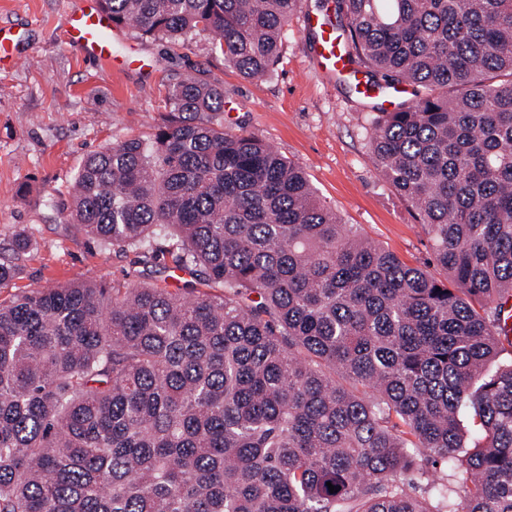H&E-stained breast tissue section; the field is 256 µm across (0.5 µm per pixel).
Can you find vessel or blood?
<instances>
[{"label":"vessel or blood","mask_w":512,"mask_h":512,"mask_svg":"<svg viewBox=\"0 0 512 512\" xmlns=\"http://www.w3.org/2000/svg\"><path fill=\"white\" fill-rule=\"evenodd\" d=\"M305 24L316 34L311 46L313 60L328 74H346L352 65L340 48L336 31L324 18L306 16ZM111 18L101 11L99 0H75L66 12L65 41L91 60L109 64L114 61V35ZM32 53L6 26H0V69L17 66Z\"/></svg>","instance_id":"1"}]
</instances>
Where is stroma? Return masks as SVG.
Segmentation results:
<instances>
[{
	"label": "stroma",
	"mask_w": 512,
	"mask_h": 512,
	"mask_svg": "<svg viewBox=\"0 0 512 512\" xmlns=\"http://www.w3.org/2000/svg\"><path fill=\"white\" fill-rule=\"evenodd\" d=\"M70 0H0V22L33 49L0 71V257L15 236L29 248L0 299L64 283L136 282V251L118 253L90 239L71 218V186L88 153L131 137L150 139L169 116L178 77L224 88L211 121L255 136L306 172L344 223L357 225L412 267L445 272L409 202L376 170L369 148L373 103L316 68L304 14L333 18L335 0H300L283 29L280 57L261 80L225 65L213 33L178 41L120 31L105 69L63 40Z\"/></svg>",
	"instance_id": "1"
}]
</instances>
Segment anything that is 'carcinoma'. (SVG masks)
<instances>
[{
	"mask_svg": "<svg viewBox=\"0 0 512 512\" xmlns=\"http://www.w3.org/2000/svg\"><path fill=\"white\" fill-rule=\"evenodd\" d=\"M101 2L142 35L211 31L263 78L299 0ZM335 13L373 87L408 94L370 150L447 277L213 126L223 86L175 82L151 140L76 177L72 220L142 250L141 281L0 301V512H512V0ZM176 270L207 290L170 289Z\"/></svg>",
	"mask_w": 512,
	"mask_h": 512,
	"instance_id": "1",
	"label": "carcinoma"
}]
</instances>
